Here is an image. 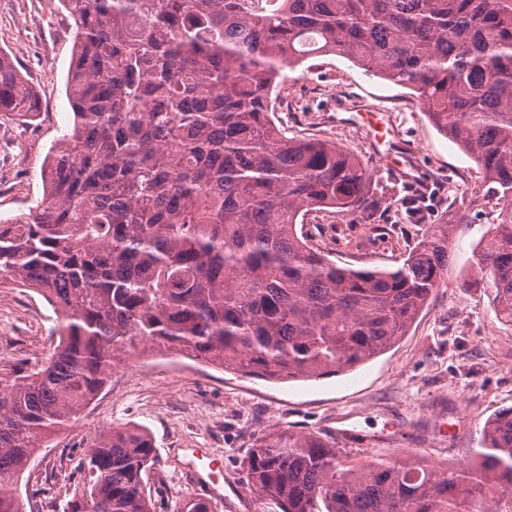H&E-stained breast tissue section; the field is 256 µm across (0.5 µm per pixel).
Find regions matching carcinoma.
<instances>
[{
  "mask_svg": "<svg viewBox=\"0 0 512 512\" xmlns=\"http://www.w3.org/2000/svg\"><path fill=\"white\" fill-rule=\"evenodd\" d=\"M72 19L73 124L45 192L0 224V283L41 294L51 352L0 379V512H24L30 460L78 421L130 351L174 350L274 382L349 371L412 326L448 266L437 224L394 269L341 266L305 216L365 220L373 173L348 148L274 120L284 70L343 55L413 91L481 169L502 218L481 278L512 325V0H59ZM0 52V112H33ZM474 477L413 459L355 461L319 434L260 435L244 458L258 512H494L512 496V409L488 419ZM149 433L87 448L64 512H154ZM176 512H216L201 497Z\"/></svg>",
  "mask_w": 512,
  "mask_h": 512,
  "instance_id": "carcinoma-1",
  "label": "carcinoma"
}]
</instances>
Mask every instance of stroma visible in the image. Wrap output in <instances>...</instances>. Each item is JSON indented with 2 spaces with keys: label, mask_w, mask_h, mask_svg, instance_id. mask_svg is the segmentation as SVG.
<instances>
[{
  "label": "stroma",
  "mask_w": 512,
  "mask_h": 512,
  "mask_svg": "<svg viewBox=\"0 0 512 512\" xmlns=\"http://www.w3.org/2000/svg\"><path fill=\"white\" fill-rule=\"evenodd\" d=\"M73 46L59 0H0V51L10 54L39 97L28 117L0 112V220L27 214L44 194V158L71 123L65 93ZM381 111L400 144L392 163L375 153L373 122L357 106ZM292 136L336 141L373 169L375 221L352 224L326 212L307 215L314 247L354 268L399 266L432 230L451 223L444 278L405 336L352 371L311 381L269 382L224 372L173 352L136 355L116 365L107 388L74 425L54 434L23 475L26 512H63L83 486L80 463L98 436L139 425L151 434L158 463L145 479L156 512H175L198 496L188 449L224 459L218 512H255L241 482V460L254 438L281 429L323 433L353 460L397 450L436 460L473 459L485 422L512 408V326L474 269L479 240L500 221L474 161L442 135L410 90L342 55L312 58L290 70L274 105ZM417 191L428 219L406 223L401 204ZM476 197L478 207L459 212ZM54 312L29 288H0V376L49 352Z\"/></svg>",
  "instance_id": "35a3bbf8"
}]
</instances>
